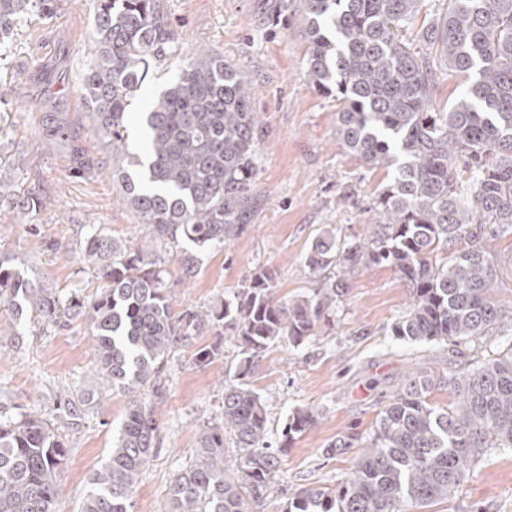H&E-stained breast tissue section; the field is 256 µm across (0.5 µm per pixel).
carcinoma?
Segmentation results:
<instances>
[{
	"instance_id": "carcinoma-1",
	"label": "carcinoma",
	"mask_w": 512,
	"mask_h": 512,
	"mask_svg": "<svg viewBox=\"0 0 512 512\" xmlns=\"http://www.w3.org/2000/svg\"><path fill=\"white\" fill-rule=\"evenodd\" d=\"M308 41L306 76L342 104L340 148L392 171L374 200L369 234L346 239L323 228L305 263L323 274L314 296L272 297L273 276L252 271L207 312L172 307L166 260L184 279L200 251L238 239L252 220L254 157L261 139L248 78L200 51L182 61L142 113L145 145L128 150V108L175 32L162 0H96V58L85 80L96 135L112 150V178L147 229L133 248L95 225L82 260L103 281L88 298L47 287L0 255V299L16 323H86L96 351L98 388L130 401L106 462L92 477L81 512H129V500L159 445L155 405L167 397L162 375L171 352L202 336L195 360L208 365L237 348L224 381L219 420L202 432L199 462L169 486L170 512H255L281 463L279 452L316 420L297 409L269 440L263 401L249 378L274 344L300 346L328 320L350 274L385 264L408 292L389 327L394 339L466 345L512 327V306L492 296L503 256L491 243L512 236V0H448L407 41L402 29L419 0H299ZM55 0H0V48L17 24L49 16ZM465 88L448 111L430 108L443 74ZM39 210L0 175V209ZM494 357L439 378L412 373L388 396L344 481L302 487L285 512H417L449 499L496 448H512V337ZM451 403L435 406L433 389ZM92 396L58 398L43 416L0 404V512H54L56 473L67 435L84 424ZM242 454L224 473V438Z\"/></svg>"
}]
</instances>
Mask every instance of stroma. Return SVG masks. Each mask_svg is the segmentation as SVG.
<instances>
[{
  "label": "stroma",
  "mask_w": 512,
  "mask_h": 512,
  "mask_svg": "<svg viewBox=\"0 0 512 512\" xmlns=\"http://www.w3.org/2000/svg\"><path fill=\"white\" fill-rule=\"evenodd\" d=\"M176 41L132 101L130 148L152 97L169 83L187 53L204 48L223 57L252 82V107L261 127L253 192L256 209L238 240L206 251L197 275L183 280L167 261L176 310L204 311L230 296L255 267L271 271L273 298L312 295L318 276L305 264L314 236L335 225L348 237L375 220L373 203L387 182L385 168H366L337 145L339 106L307 81V41L295 0H163ZM92 0H56L50 17L31 16L17 26L0 83L9 90L8 138L0 139V165L12 167L17 192L42 196L43 209L12 212L0 224V252L16 257L50 288L94 296L101 282L80 256L83 227L95 224L126 241L145 229L121 201L107 154L84 99L94 63ZM76 136L90 167L78 171L56 121ZM352 189L356 205L338 197ZM347 288L330 324L300 347H270L252 377L263 399L269 437L278 440L296 408L316 421L285 448L264 512H282L304 486L335 487L351 470L358 448L327 457L326 446L344 435H368L387 397L408 372L427 368L439 376L488 355V344L454 346L393 340L388 326L407 305L408 292L389 266L374 265L346 277ZM0 303V404L48 410L58 392L81 394L94 386V350L84 322L46 327L27 324L22 340ZM191 348L178 349L165 368L168 396L156 408L160 451L142 474L130 512H168V484L198 460L203 422L217 420L224 380L235 349L199 366ZM128 398L104 392L83 427L68 437V458L57 475L55 512H80L92 474L108 457L112 434ZM512 512V449L498 448L447 501L429 512Z\"/></svg>",
  "instance_id": "35a3bbf8"
}]
</instances>
